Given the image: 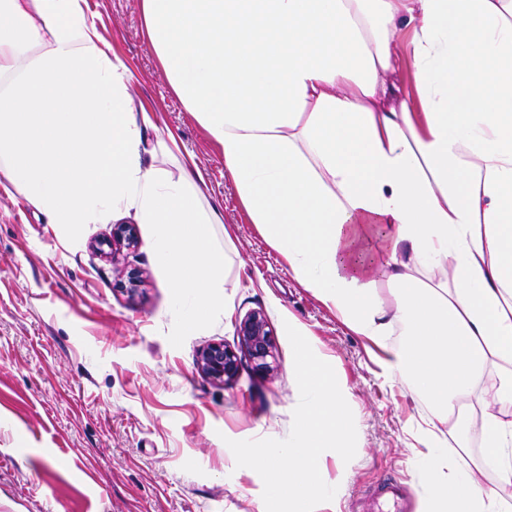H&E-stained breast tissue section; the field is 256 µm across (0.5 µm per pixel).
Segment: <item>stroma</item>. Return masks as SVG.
Returning <instances> with one entry per match:
<instances>
[{"label": "stroma", "mask_w": 512, "mask_h": 512, "mask_svg": "<svg viewBox=\"0 0 512 512\" xmlns=\"http://www.w3.org/2000/svg\"><path fill=\"white\" fill-rule=\"evenodd\" d=\"M88 7L129 68L135 101L176 139L156 165L197 168L223 217L212 227L226 253L223 303L186 328L188 306L134 213L70 230L0 178V512H266L261 477L237 467L227 442L289 436L299 400L289 325L309 330L316 355L335 365L357 429L350 462L323 454L321 476L337 492L316 512H350L389 482L426 493L424 403L248 222L220 146L168 84L140 0ZM116 223L134 225L136 247L113 240ZM257 310L273 332L270 370L245 356L232 382L202 374L199 350L238 347L240 322Z\"/></svg>", "instance_id": "1"}]
</instances>
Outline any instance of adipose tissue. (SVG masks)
<instances>
[{"label": "adipose tissue", "mask_w": 512, "mask_h": 512, "mask_svg": "<svg viewBox=\"0 0 512 512\" xmlns=\"http://www.w3.org/2000/svg\"><path fill=\"white\" fill-rule=\"evenodd\" d=\"M86 0H0V175L68 228L134 210L186 324L221 306L197 171L147 158L151 114ZM174 94L249 223L423 400L426 512H512V0H141ZM410 64L415 93L393 77ZM393 287L392 300L376 288ZM482 455L451 472L449 449ZM495 472L498 486L484 483Z\"/></svg>", "instance_id": "adipose-tissue-1"}]
</instances>
